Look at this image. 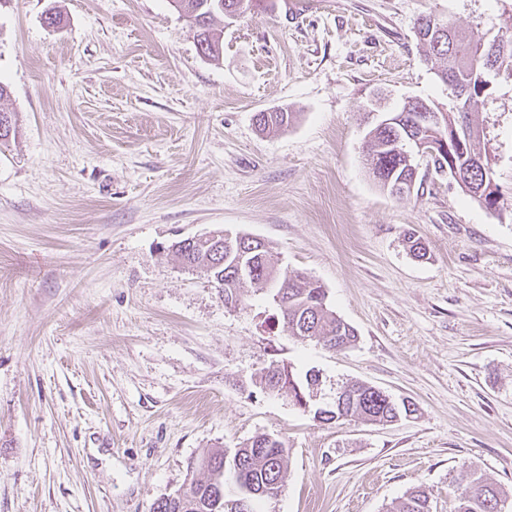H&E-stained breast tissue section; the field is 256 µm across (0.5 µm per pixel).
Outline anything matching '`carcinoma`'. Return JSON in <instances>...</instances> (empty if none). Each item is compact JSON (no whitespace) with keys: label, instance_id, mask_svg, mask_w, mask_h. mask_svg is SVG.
Returning a JSON list of instances; mask_svg holds the SVG:
<instances>
[{"label":"carcinoma","instance_id":"carcinoma-1","mask_svg":"<svg viewBox=\"0 0 512 512\" xmlns=\"http://www.w3.org/2000/svg\"><path fill=\"white\" fill-rule=\"evenodd\" d=\"M236 0H171L172 6L196 29L199 51L210 61H218L224 54L222 31L213 28L218 15L233 7ZM416 37L425 47V59L437 64L436 75L443 85H448V71L455 72L459 89L477 97L472 111L465 114L452 106L442 111L433 102L427 103L440 114L442 127L431 134L421 133L418 123L422 113L413 111V105L405 103L401 111L392 113L396 122L381 127L373 124L368 131V157L370 170L379 187L392 191L400 180L411 176L405 157L394 152L392 136L409 139L422 135L424 139L448 138V131L465 125L469 136L464 148L455 156L454 164H448V153L432 157L435 171L450 174L461 189L480 207L490 210L494 203L484 195L481 187L485 178L496 176L488 157L481 152L480 132L473 126L472 113L479 109L489 92H481L480 77L487 67L512 71V26L498 37V45L474 43L468 39L451 19L433 14L420 17L415 31ZM295 118L287 111L261 112L257 125L263 132L282 130ZM171 250L187 269L206 272L215 287L224 291V305L237 307L243 301V288L260 284L274 291L273 301L280 310L288 336L298 341L317 340L330 350L346 349L357 339L355 329L336 315L330 307L325 289L295 273L280 281L274 275L269 260L270 247L263 240L249 236H234L232 245L217 248L204 246L199 241L181 239L171 245ZM319 383V375L313 370L305 373L304 380L285 366L276 363L264 368L259 376V386L269 392L278 393L288 389V398L300 408H306L311 400L312 386ZM343 393L334 400L313 410V418L331 423L347 417H357L372 423H392L412 416L404 402L395 403L372 387L361 382H349L340 386ZM286 445L283 441L261 435L245 443L228 456L217 449L200 463L207 471L204 480L190 475L179 491L169 494L155 503L153 512H225L224 505L214 506L212 501V475L219 471L232 474L235 484L250 487L255 491L249 502V512H256L258 500H271L283 491V474ZM459 476L468 480L469 495L458 492L455 512H493L491 504L506 502L507 496L497 486L486 482L473 470L461 469ZM390 512H430L428 496L423 490L410 492L398 501Z\"/></svg>","mask_w":512,"mask_h":512}]
</instances>
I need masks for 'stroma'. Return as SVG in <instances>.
Here are the masks:
<instances>
[{"instance_id":"1","label":"stroma","mask_w":512,"mask_h":512,"mask_svg":"<svg viewBox=\"0 0 512 512\" xmlns=\"http://www.w3.org/2000/svg\"><path fill=\"white\" fill-rule=\"evenodd\" d=\"M429 13L486 43L512 0H269L225 25L217 62L169 0H0V107L19 115L0 146V512H153L257 435L288 449L259 512H388L416 489L454 512L464 466L512 497V74L472 116L501 214L424 163L390 195L366 162L374 93L449 103L414 33ZM281 109L295 122L261 133ZM218 228L319 282L355 344L295 341L258 285L225 307L171 251ZM273 362L319 370L318 403L352 380L417 412L320 423L258 387ZM295 114L287 111L261 112L257 116L256 123L262 132H276L287 128L295 118Z\"/></svg>"}]
</instances>
